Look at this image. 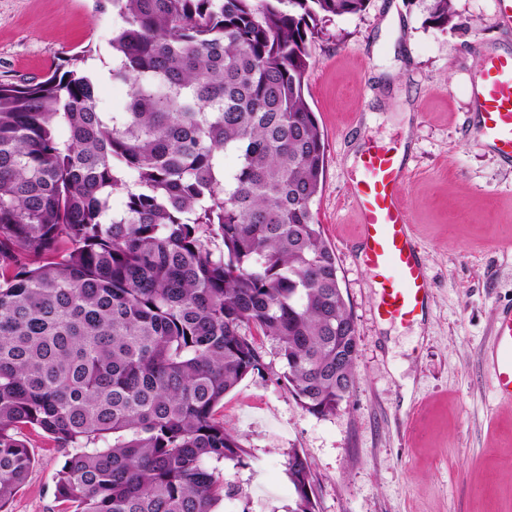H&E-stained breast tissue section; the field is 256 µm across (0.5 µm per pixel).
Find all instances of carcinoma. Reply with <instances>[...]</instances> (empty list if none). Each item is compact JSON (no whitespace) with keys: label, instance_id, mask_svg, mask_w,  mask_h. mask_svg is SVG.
Instances as JSON below:
<instances>
[{"label":"carcinoma","instance_id":"1","mask_svg":"<svg viewBox=\"0 0 512 512\" xmlns=\"http://www.w3.org/2000/svg\"><path fill=\"white\" fill-rule=\"evenodd\" d=\"M368 2L99 0L123 22L125 111H99L89 50L0 81V512L33 466L24 427L72 449L74 512H212L238 492L213 464L246 451L216 411L262 367L252 331L304 410L336 412L358 333L313 210L326 140L305 87L310 42ZM287 471L291 512H316L310 470Z\"/></svg>","mask_w":512,"mask_h":512}]
</instances>
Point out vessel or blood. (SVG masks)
I'll use <instances>...</instances> for the list:
<instances>
[{
	"mask_svg": "<svg viewBox=\"0 0 512 512\" xmlns=\"http://www.w3.org/2000/svg\"><path fill=\"white\" fill-rule=\"evenodd\" d=\"M472 93L482 138L512 160V51L485 55ZM360 166L363 176L353 181L349 199L359 216V257L379 289L375 312L406 323L426 308L431 280L399 192L404 167L396 150L376 146L362 153ZM492 381L498 397L512 400V309L496 314Z\"/></svg>",
	"mask_w": 512,
	"mask_h": 512,
	"instance_id": "1",
	"label": "vessel or blood"
}]
</instances>
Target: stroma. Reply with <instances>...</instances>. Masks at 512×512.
<instances>
[{"label": "stroma", "mask_w": 512, "mask_h": 512, "mask_svg": "<svg viewBox=\"0 0 512 512\" xmlns=\"http://www.w3.org/2000/svg\"><path fill=\"white\" fill-rule=\"evenodd\" d=\"M425 6L370 0L309 46L308 100L327 141L315 211L357 325V382L336 414L315 416L281 381L275 341L257 337L262 372L219 411L246 450L242 464L218 466L239 493L213 512H289L295 450L317 512H512V402L496 396L489 367L495 311L512 308V161L479 135L471 93L483 54L512 49V31L496 0H454L448 30L425 25ZM121 24L95 0H0V81L89 48L100 111H123L127 88L109 77ZM372 144L402 153L431 277L430 308L411 323L376 317L375 280L356 253L348 186ZM22 437L35 464L12 512H71L55 491L66 449L38 429Z\"/></svg>", "instance_id": "obj_1"}]
</instances>
